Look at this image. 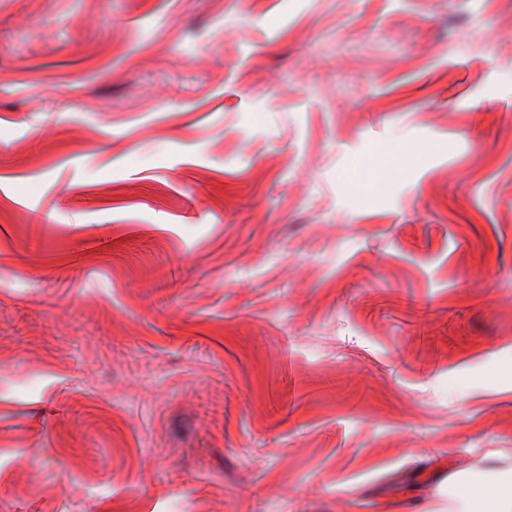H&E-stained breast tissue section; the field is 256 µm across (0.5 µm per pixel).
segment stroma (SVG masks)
Returning <instances> with one entry per match:
<instances>
[{
  "mask_svg": "<svg viewBox=\"0 0 512 512\" xmlns=\"http://www.w3.org/2000/svg\"><path fill=\"white\" fill-rule=\"evenodd\" d=\"M493 473L512 0H0V512Z\"/></svg>",
  "mask_w": 512,
  "mask_h": 512,
  "instance_id": "35a3bbf8",
  "label": "stroma"
}]
</instances>
